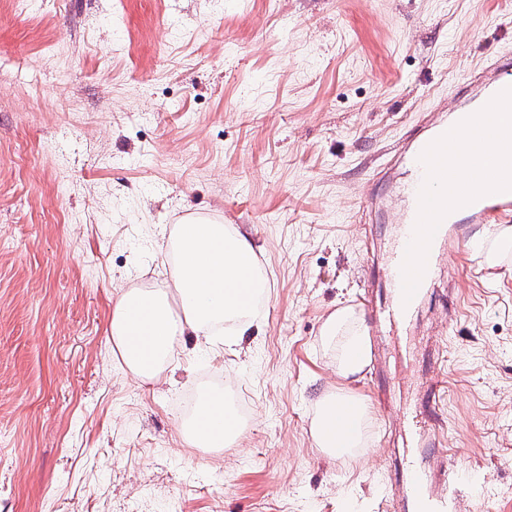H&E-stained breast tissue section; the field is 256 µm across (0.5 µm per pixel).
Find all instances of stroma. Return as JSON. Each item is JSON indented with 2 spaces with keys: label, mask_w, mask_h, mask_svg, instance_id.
Instances as JSON below:
<instances>
[{
  "label": "stroma",
  "mask_w": 512,
  "mask_h": 512,
  "mask_svg": "<svg viewBox=\"0 0 512 512\" xmlns=\"http://www.w3.org/2000/svg\"><path fill=\"white\" fill-rule=\"evenodd\" d=\"M506 48L512 0H0V512H379L427 336L452 461L485 472L479 512H512V263L462 248L456 316L439 290L385 334V403L350 384L366 448L330 462L309 433L336 381L321 324L340 302L369 322L397 232L360 210L401 205L395 145ZM192 217L240 225L271 296L238 350L187 341L143 384L112 303L166 282ZM209 376L247 410L217 451L179 433Z\"/></svg>",
  "instance_id": "stroma-1"
}]
</instances>
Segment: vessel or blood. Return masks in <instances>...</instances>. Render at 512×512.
<instances>
[{"mask_svg": "<svg viewBox=\"0 0 512 512\" xmlns=\"http://www.w3.org/2000/svg\"><path fill=\"white\" fill-rule=\"evenodd\" d=\"M512 112V51H500L459 87L444 120H428L409 142L402 160L418 174L405 191L394 248L381 260L388 285L385 326L406 325L428 295L444 257L469 243L477 226L512 220V166L504 154L498 117ZM442 356L430 354L421 397L400 422L406 448L393 463L384 512H474L485 493L482 474L448 463L439 400Z\"/></svg>", "mask_w": 512, "mask_h": 512, "instance_id": "obj_1", "label": "vessel or blood"}]
</instances>
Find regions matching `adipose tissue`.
I'll return each mask as SVG.
<instances>
[{"label":"adipose tissue","mask_w":512,"mask_h":512,"mask_svg":"<svg viewBox=\"0 0 512 512\" xmlns=\"http://www.w3.org/2000/svg\"><path fill=\"white\" fill-rule=\"evenodd\" d=\"M471 248L488 271L512 260V227L492 225ZM172 271L161 288L121 289L112 304L109 335L125 370L139 381L165 376L176 349L187 337L223 335L227 346L259 326L260 309L270 298V281L250 237L218 218L176 225L170 237ZM320 342L337 377L358 380L371 361V345L353 306L338 305L324 319ZM342 396L327 389L315 404L310 435L319 453L335 460L337 447H366L373 425L368 403H361L353 429L336 433V407ZM238 433L223 391L202 390L181 425L193 448H222Z\"/></svg>","instance_id":"obj_1"}]
</instances>
